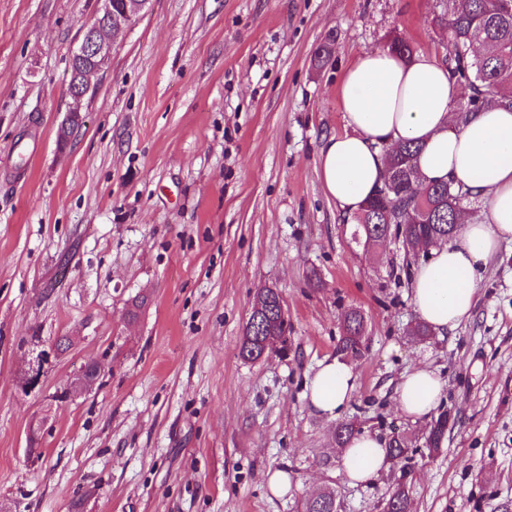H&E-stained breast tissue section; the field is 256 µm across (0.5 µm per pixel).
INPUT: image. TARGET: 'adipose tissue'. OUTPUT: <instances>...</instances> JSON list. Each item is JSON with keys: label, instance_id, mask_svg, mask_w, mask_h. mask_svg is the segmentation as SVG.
<instances>
[{"label": "adipose tissue", "instance_id": "adipose-tissue-1", "mask_svg": "<svg viewBox=\"0 0 512 512\" xmlns=\"http://www.w3.org/2000/svg\"><path fill=\"white\" fill-rule=\"evenodd\" d=\"M459 90L435 57L405 61L389 50L360 57L344 73L340 103L347 129L330 137L320 152L323 189L346 213H357L382 183L383 147L414 141L421 183L449 181L482 200L481 217L461 224L453 242L434 247L431 258L411 273V294L420 318L437 336L467 320L475 307L481 270L501 244L512 242V111L492 108L454 119ZM355 376L347 364L326 359L310 381L309 402L325 418L350 402ZM444 382L417 368L404 376L400 411L420 418L438 407ZM388 465L385 442L364 431L342 452L348 481L366 483Z\"/></svg>", "mask_w": 512, "mask_h": 512}]
</instances>
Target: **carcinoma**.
<instances>
[{
    "mask_svg": "<svg viewBox=\"0 0 512 512\" xmlns=\"http://www.w3.org/2000/svg\"><path fill=\"white\" fill-rule=\"evenodd\" d=\"M443 10L433 23L445 30L448 56L445 62L452 79L460 87L455 104L457 120L485 108L512 109V0H441ZM420 146L407 142L386 151V175L376 193L356 216L367 242L396 234L409 249L422 250L452 237L451 225L457 223L464 207L474 204L470 194L443 181L425 185L415 193V159ZM288 312L280 293L274 288L255 291L250 316L244 326L239 355L245 361L260 359L258 343L275 344L285 339ZM364 318L357 310L344 315L342 335L336 353L356 358L364 347ZM449 414L440 413L430 424L429 451L441 449L448 432ZM386 452L396 463L411 459L416 449L408 440L394 434ZM301 512H338L334 489L325 487L302 500ZM383 512H411L409 488L400 479L383 502Z\"/></svg>",
    "mask_w": 512,
    "mask_h": 512,
    "instance_id": "1",
    "label": "carcinoma"
}]
</instances>
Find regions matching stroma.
Listing matches in <instances>:
<instances>
[{
  "instance_id": "1",
  "label": "stroma",
  "mask_w": 512,
  "mask_h": 512,
  "mask_svg": "<svg viewBox=\"0 0 512 512\" xmlns=\"http://www.w3.org/2000/svg\"><path fill=\"white\" fill-rule=\"evenodd\" d=\"M100 7L0 0V504L296 512L329 486L340 512H380L398 472L348 482L334 433L349 422L415 447L412 512L512 499V243L485 269L471 317L421 340L406 332L412 251L366 243L320 180V147L345 130L344 71L394 36L445 59L439 0H152L117 35L62 147L70 57ZM23 144L31 157H17ZM262 286L284 299L288 353L246 362ZM140 293L150 302L128 323ZM352 309L365 349L350 361L352 400L329 420L306 385ZM60 336L69 349L22 395L32 353ZM94 360L99 385L55 401ZM418 367L442 378L439 408L455 419L437 454L429 418L397 404ZM277 469L292 478L279 497L266 483Z\"/></svg>"
}]
</instances>
